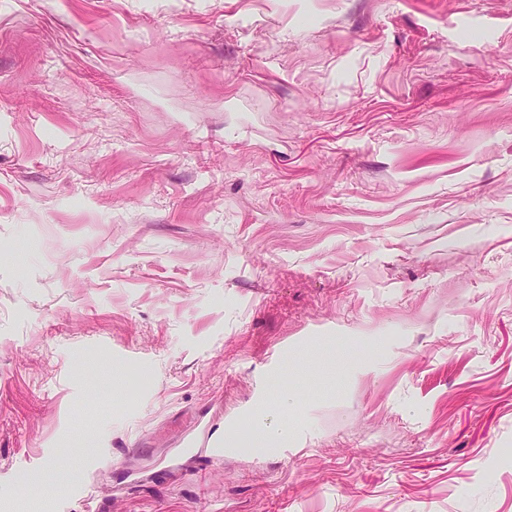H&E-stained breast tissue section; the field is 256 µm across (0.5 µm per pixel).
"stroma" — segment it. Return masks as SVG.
Wrapping results in <instances>:
<instances>
[{"instance_id":"stroma-1","label":"stroma","mask_w":512,"mask_h":512,"mask_svg":"<svg viewBox=\"0 0 512 512\" xmlns=\"http://www.w3.org/2000/svg\"><path fill=\"white\" fill-rule=\"evenodd\" d=\"M0 512H512V0H0ZM255 434L252 446L259 451L279 448L288 440V430L285 429L274 417L265 414L254 419Z\"/></svg>"}]
</instances>
